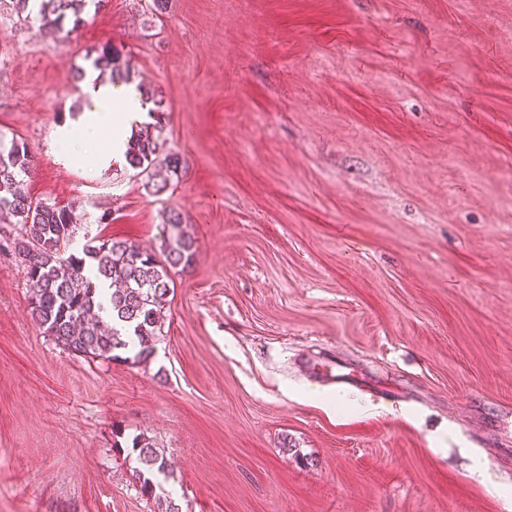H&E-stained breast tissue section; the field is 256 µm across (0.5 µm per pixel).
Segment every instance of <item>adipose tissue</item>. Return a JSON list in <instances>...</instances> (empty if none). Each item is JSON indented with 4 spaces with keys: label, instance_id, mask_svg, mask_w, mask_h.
I'll return each instance as SVG.
<instances>
[{
    "label": "adipose tissue",
    "instance_id": "adipose-tissue-1",
    "mask_svg": "<svg viewBox=\"0 0 512 512\" xmlns=\"http://www.w3.org/2000/svg\"><path fill=\"white\" fill-rule=\"evenodd\" d=\"M84 91L90 104L66 131L65 143L76 139L93 141L105 132L109 139L100 151L101 160L108 162L122 156L130 123L142 122L147 112L139 92L131 86L119 88L91 77L87 78Z\"/></svg>",
    "mask_w": 512,
    "mask_h": 512
}]
</instances>
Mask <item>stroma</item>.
Returning a JSON list of instances; mask_svg holds the SVG:
<instances>
[{"label":"stroma","instance_id":"obj_1","mask_svg":"<svg viewBox=\"0 0 512 512\" xmlns=\"http://www.w3.org/2000/svg\"><path fill=\"white\" fill-rule=\"evenodd\" d=\"M150 2L50 36L0 0L30 194L156 252L175 209L197 246L135 364L57 346L0 254V512H158L118 430L182 512H512V0ZM105 43L167 110L160 194L58 151ZM336 362L358 387L310 378ZM121 435L126 448H130L129 458H133L136 464L135 476L143 496L154 497L161 512H181L174 501L165 497L161 499V496L156 494V489L159 487L158 477L166 473L167 464L163 452L154 439L145 433H139L129 440L124 438L121 431L116 433L117 438Z\"/></svg>","mask_w":512,"mask_h":512}]
</instances>
